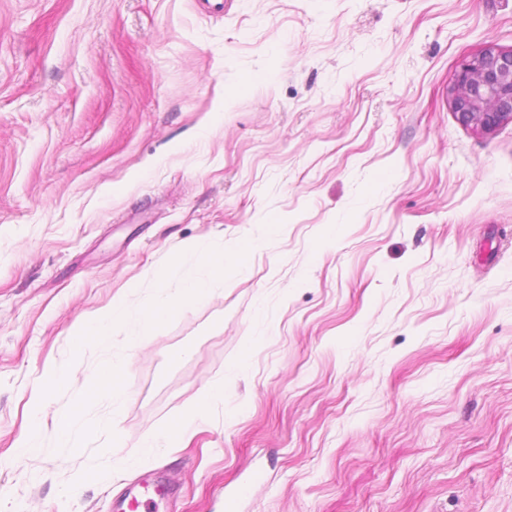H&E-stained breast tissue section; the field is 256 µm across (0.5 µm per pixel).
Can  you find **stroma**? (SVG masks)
<instances>
[{"mask_svg": "<svg viewBox=\"0 0 512 512\" xmlns=\"http://www.w3.org/2000/svg\"><path fill=\"white\" fill-rule=\"evenodd\" d=\"M489 46L512 0H0V512H512V123L449 96ZM212 245L244 266L112 338L116 440L61 447L71 326ZM184 425L181 421H172L165 424L156 433L147 436L136 448L132 451L133 454H146L154 451L157 448L167 446L173 447L177 445L183 438Z\"/></svg>", "mask_w": 512, "mask_h": 512, "instance_id": "stroma-1", "label": "stroma"}]
</instances>
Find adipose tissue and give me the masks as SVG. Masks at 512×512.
I'll return each instance as SVG.
<instances>
[{
	"instance_id": "ef3b65f1",
	"label": "adipose tissue",
	"mask_w": 512,
	"mask_h": 512,
	"mask_svg": "<svg viewBox=\"0 0 512 512\" xmlns=\"http://www.w3.org/2000/svg\"><path fill=\"white\" fill-rule=\"evenodd\" d=\"M240 261V256L225 254L223 249L215 247H200L189 257H176L171 271L157 273L154 294L144 307L132 308L125 297L116 296L98 317L74 326L71 336L75 349L88 346L107 349L119 330L127 331L135 341L148 339L178 308L206 301L215 281L223 276L225 265ZM187 265L195 268V275L183 278L180 288H169L171 272L181 271ZM126 370L123 361L109 358L100 361L94 375V396L102 400L106 412L91 417L78 407L63 416L56 426L62 446L72 447L102 433L115 435L125 400L123 379Z\"/></svg>"
}]
</instances>
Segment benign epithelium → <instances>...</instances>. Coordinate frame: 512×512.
Masks as SVG:
<instances>
[{
	"label": "benign epithelium",
	"mask_w": 512,
	"mask_h": 512,
	"mask_svg": "<svg viewBox=\"0 0 512 512\" xmlns=\"http://www.w3.org/2000/svg\"><path fill=\"white\" fill-rule=\"evenodd\" d=\"M451 106L462 125L485 134L512 122V49L487 47L465 59L451 89Z\"/></svg>",
	"instance_id": "7a95c632"
}]
</instances>
